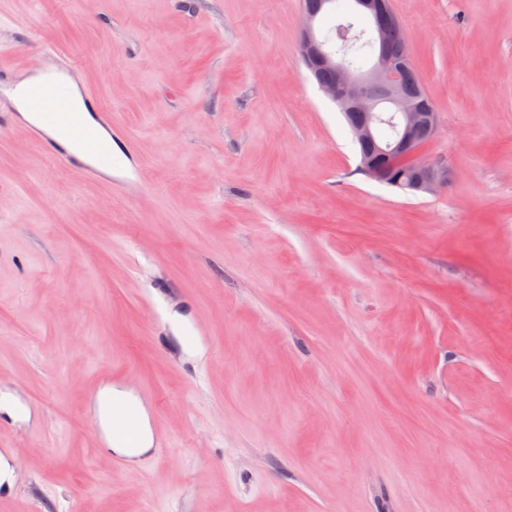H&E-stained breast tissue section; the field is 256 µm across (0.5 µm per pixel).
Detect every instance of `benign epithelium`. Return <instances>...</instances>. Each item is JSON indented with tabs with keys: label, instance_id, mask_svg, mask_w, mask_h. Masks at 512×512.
<instances>
[{
	"label": "benign epithelium",
	"instance_id": "7a95c632",
	"mask_svg": "<svg viewBox=\"0 0 512 512\" xmlns=\"http://www.w3.org/2000/svg\"><path fill=\"white\" fill-rule=\"evenodd\" d=\"M353 5L374 21L390 15L386 0H353ZM300 52L308 69L320 66L334 72V80L321 85L320 91L355 112L351 123L355 140L373 147L361 153L360 169L381 176L388 168L401 167L409 177L407 187L427 193L448 182L447 167L421 157L424 141L420 132L436 131L437 113L420 111L416 99L402 91L403 64L384 54L362 74L348 70L331 48L319 42L314 34V15L307 9L303 11ZM373 85L383 90L392 111H378L375 99L368 93Z\"/></svg>",
	"mask_w": 512,
	"mask_h": 512
}]
</instances>
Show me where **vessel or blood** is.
Segmentation results:
<instances>
[{
	"label": "vessel or blood",
	"mask_w": 512,
	"mask_h": 512,
	"mask_svg": "<svg viewBox=\"0 0 512 512\" xmlns=\"http://www.w3.org/2000/svg\"><path fill=\"white\" fill-rule=\"evenodd\" d=\"M41 51L46 66L32 71V85L21 90L12 56L0 57V130L9 128L19 111L29 112L39 120L35 141L50 156L82 175H101L110 165L109 151L72 102V83L82 65L53 46H42Z\"/></svg>",
	"instance_id": "1"
}]
</instances>
